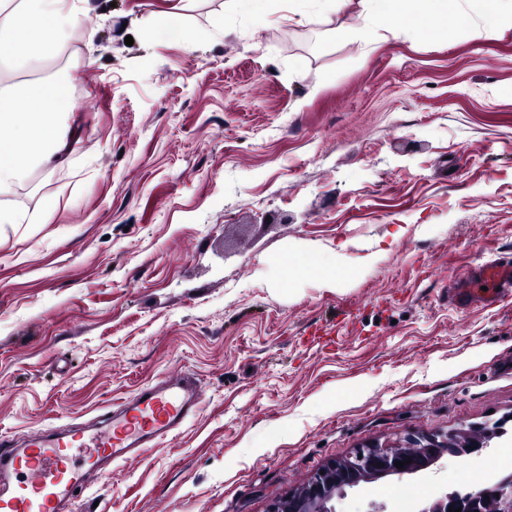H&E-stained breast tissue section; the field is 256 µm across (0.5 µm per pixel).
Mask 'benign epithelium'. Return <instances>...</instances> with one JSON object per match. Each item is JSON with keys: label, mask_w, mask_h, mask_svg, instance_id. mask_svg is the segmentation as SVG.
I'll return each mask as SVG.
<instances>
[{"label": "benign epithelium", "mask_w": 512, "mask_h": 512, "mask_svg": "<svg viewBox=\"0 0 512 512\" xmlns=\"http://www.w3.org/2000/svg\"><path fill=\"white\" fill-rule=\"evenodd\" d=\"M456 453L453 432L410 437L405 446H365L326 466L324 473L278 503L273 512H336L333 500L344 497L348 488L388 476L415 475L444 455ZM396 461H405L407 465L399 469L394 466ZM450 507H460L462 512H512V477L491 487L447 493L418 512H448Z\"/></svg>", "instance_id": "7a95c632"}]
</instances>
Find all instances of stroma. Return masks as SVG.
<instances>
[{
  "label": "stroma",
  "instance_id": "stroma-1",
  "mask_svg": "<svg viewBox=\"0 0 512 512\" xmlns=\"http://www.w3.org/2000/svg\"><path fill=\"white\" fill-rule=\"evenodd\" d=\"M225 5L95 0L58 55L8 72L69 75L72 113L69 166L8 199L49 220L0 230V439L189 373L199 415L73 512H269L357 448L503 418L487 450L336 509L418 512L507 476L512 301L460 310L448 283L512 261V25L450 0L351 41L360 0L301 24ZM286 251L350 277L322 287Z\"/></svg>",
  "mask_w": 512,
  "mask_h": 512
}]
</instances>
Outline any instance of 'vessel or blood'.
Masks as SVG:
<instances>
[{"instance_id":"vessel-or-blood-1","label":"vessel or blood","mask_w":512,"mask_h":512,"mask_svg":"<svg viewBox=\"0 0 512 512\" xmlns=\"http://www.w3.org/2000/svg\"><path fill=\"white\" fill-rule=\"evenodd\" d=\"M454 306L487 307L512 298V264L490 262L453 283ZM201 392L188 376L165 379L101 413L97 427L42 433L23 445L0 442V512H66L112 462L162 445L194 418Z\"/></svg>"}]
</instances>
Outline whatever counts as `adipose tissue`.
<instances>
[{
    "mask_svg": "<svg viewBox=\"0 0 512 512\" xmlns=\"http://www.w3.org/2000/svg\"><path fill=\"white\" fill-rule=\"evenodd\" d=\"M90 0H0V57L10 69H21L54 55L69 29L87 11ZM366 14L360 27L346 29L358 40L383 30L401 37L412 18L442 11L448 0H362ZM27 109L15 111L18 97ZM71 103L68 80L53 77L40 82L0 81V226L20 223L16 210L4 200L27 182L33 171L62 164L68 131L64 118Z\"/></svg>",
    "mask_w": 512,
    "mask_h": 512,
    "instance_id": "ef3b65f1",
    "label": "adipose tissue"
}]
</instances>
